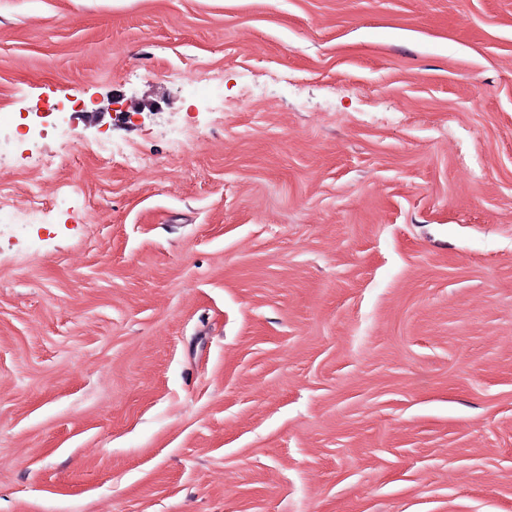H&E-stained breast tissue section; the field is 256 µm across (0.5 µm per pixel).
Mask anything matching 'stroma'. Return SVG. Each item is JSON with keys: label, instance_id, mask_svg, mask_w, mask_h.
Here are the masks:
<instances>
[{"label": "stroma", "instance_id": "stroma-1", "mask_svg": "<svg viewBox=\"0 0 512 512\" xmlns=\"http://www.w3.org/2000/svg\"><path fill=\"white\" fill-rule=\"evenodd\" d=\"M41 155L0 512H512V0H0ZM50 213L49 207L45 202L44 194L34 192L28 201V205L17 217L20 224H43L46 222Z\"/></svg>", "mask_w": 512, "mask_h": 512}]
</instances>
